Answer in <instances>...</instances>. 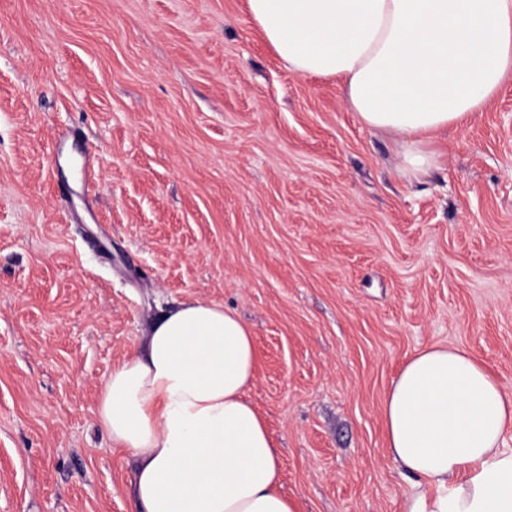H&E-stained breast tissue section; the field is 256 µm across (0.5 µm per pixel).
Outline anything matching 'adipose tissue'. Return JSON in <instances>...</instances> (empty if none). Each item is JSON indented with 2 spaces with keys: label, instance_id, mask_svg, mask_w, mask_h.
<instances>
[{
  "label": "adipose tissue",
  "instance_id": "adipose-tissue-1",
  "mask_svg": "<svg viewBox=\"0 0 512 512\" xmlns=\"http://www.w3.org/2000/svg\"><path fill=\"white\" fill-rule=\"evenodd\" d=\"M289 70L341 81L365 125L400 134L401 171L422 181L427 138L483 109L512 74V0H248ZM250 328L184 302L104 379L97 409L135 460L136 512H298L246 397ZM388 449L416 483L401 512H512V392L475 355L424 349L383 406Z\"/></svg>",
  "mask_w": 512,
  "mask_h": 512
}]
</instances>
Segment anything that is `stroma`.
Wrapping results in <instances>:
<instances>
[{
	"instance_id": "obj_1",
	"label": "stroma",
	"mask_w": 512,
	"mask_h": 512,
	"mask_svg": "<svg viewBox=\"0 0 512 512\" xmlns=\"http://www.w3.org/2000/svg\"><path fill=\"white\" fill-rule=\"evenodd\" d=\"M397 140L247 0H0V512H134L101 383L195 300L252 330L299 512H399L403 362L460 348L512 390V79L424 183Z\"/></svg>"
}]
</instances>
